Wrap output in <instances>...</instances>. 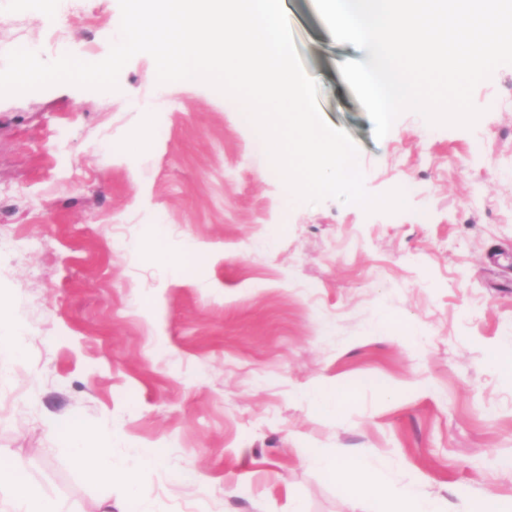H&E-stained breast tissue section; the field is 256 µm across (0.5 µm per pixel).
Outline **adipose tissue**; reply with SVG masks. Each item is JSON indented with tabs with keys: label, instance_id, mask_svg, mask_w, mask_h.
Segmentation results:
<instances>
[{
	"label": "adipose tissue",
	"instance_id": "adipose-tissue-1",
	"mask_svg": "<svg viewBox=\"0 0 512 512\" xmlns=\"http://www.w3.org/2000/svg\"><path fill=\"white\" fill-rule=\"evenodd\" d=\"M54 433L67 442L73 464L91 475L106 481L126 485L131 495L119 512H140L134 497L141 475L154 469L160 459L159 449L139 453L132 460L116 462L108 448H90L86 445L87 432L82 427H58ZM325 479L341 487L353 501L368 502L372 512H442L438 501L419 497L413 486L397 487L372 463L368 454L355 452L345 456H311ZM7 493L23 512H61L55 501L37 494L29 476L15 460L0 454V493Z\"/></svg>",
	"mask_w": 512,
	"mask_h": 512
}]
</instances>
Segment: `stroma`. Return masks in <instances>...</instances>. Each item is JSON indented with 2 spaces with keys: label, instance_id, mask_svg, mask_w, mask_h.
<instances>
[{
  "label": "stroma",
  "instance_id": "1",
  "mask_svg": "<svg viewBox=\"0 0 512 512\" xmlns=\"http://www.w3.org/2000/svg\"><path fill=\"white\" fill-rule=\"evenodd\" d=\"M282 2L322 117L356 140L369 193L410 187L405 210L296 200L236 101L159 87L145 53L114 91L0 97V329L27 336L0 355V452L67 512L125 494L73 465L52 432L73 419L113 459L161 449L145 512H369L308 460L362 449L447 512L512 500V373L489 357L512 356V65L475 88L473 127L406 112L377 141L339 69L362 51L312 0ZM42 8L0 0V45L40 40ZM82 9L63 37L97 62L119 0ZM323 383L350 394L335 414L310 399Z\"/></svg>",
  "mask_w": 512,
  "mask_h": 512
}]
</instances>
